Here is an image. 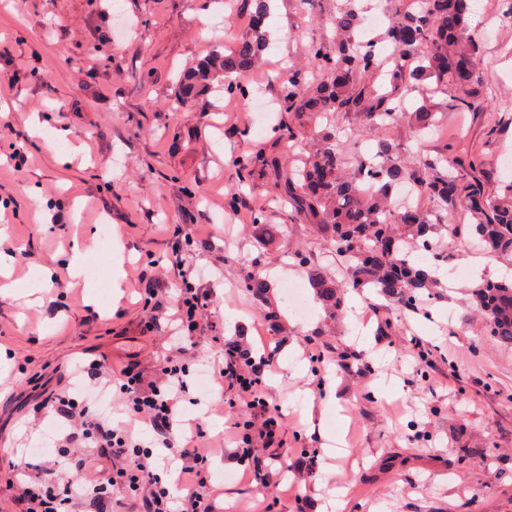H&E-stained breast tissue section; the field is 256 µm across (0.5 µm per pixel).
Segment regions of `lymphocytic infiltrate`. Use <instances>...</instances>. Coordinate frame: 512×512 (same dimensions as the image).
Here are the masks:
<instances>
[{"label":"lymphocytic infiltrate","mask_w":512,"mask_h":512,"mask_svg":"<svg viewBox=\"0 0 512 512\" xmlns=\"http://www.w3.org/2000/svg\"><path fill=\"white\" fill-rule=\"evenodd\" d=\"M220 354L221 382L237 390L248 408L264 415L259 429L234 434L241 462L262 470L265 460L257 454L256 446L273 445L277 435L278 419L270 415L262 394L263 376L273 366L274 357L269 353L253 357L250 350L232 341L225 342ZM85 372L90 392L118 384L123 405L150 425L153 438L147 444L135 440L127 428L113 426L111 416L92 410L89 399L60 396L51 400V408L70 426L57 440L52 462L54 469L66 473L67 478L58 481L35 477L23 484L20 499L26 512H71L72 505L78 502L86 505L87 512H99L105 502L121 512H214L215 489L208 470L210 451L199 447L194 438H182L178 431L177 402L186 388L183 368L164 366L159 381L147 385L142 384L130 364L115 371L94 360ZM93 449L100 455L126 460V467L106 479L87 480L84 473L93 462L89 455ZM157 454L166 464H178L175 488H168L155 473L153 457Z\"/></svg>","instance_id":"f902f5d3"}]
</instances>
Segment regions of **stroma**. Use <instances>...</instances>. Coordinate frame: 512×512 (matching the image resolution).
<instances>
[{
	"label": "stroma",
	"instance_id": "35a3bbf8",
	"mask_svg": "<svg viewBox=\"0 0 512 512\" xmlns=\"http://www.w3.org/2000/svg\"><path fill=\"white\" fill-rule=\"evenodd\" d=\"M342 4L269 0L260 61L245 79L253 95L277 100L279 75L294 69L315 81L308 47L330 42ZM472 8L483 24L469 35L482 50L486 109L449 110L447 95L428 83L420 95L444 116L434 133L406 121L382 133L350 113L339 119V138L372 153L387 137L432 159L458 142L481 152L487 189L512 181V115L495 108L512 98V0H473ZM251 10L250 0H0V116L15 127L0 138V255L13 278L46 266L63 282L28 306L0 277V512H22L21 483L46 475L53 441L68 428L37 413L38 404L75 393L76 364L102 357L116 370L136 362L146 383L167 362L185 366L182 429L221 444L209 462L216 512H320L336 498L341 512H512V347L487 335L470 303L481 277L512 279V257L449 249L450 272L417 313L351 293L336 320L313 298L299 319L285 282L308 284L316 269L342 280L345 266L314 215L281 203L277 176L244 181L236 164L260 149L291 161L277 135L287 113L261 124L250 102L221 91L202 106H169L186 64L216 42L252 37ZM17 146L30 159L23 173L10 166ZM257 214L276 227L275 240L255 234ZM177 236L182 268L171 259ZM75 245L78 275L68 265ZM300 252L313 263L300 264ZM254 272L269 283L260 301L243 286ZM186 278L211 301L183 338L172 317ZM149 280L158 295L147 309ZM90 291L97 306L84 301ZM270 309L279 324L266 318ZM216 336L275 355L264 396L279 416L280 444L260 476L224 438L256 412L224 383L199 379L213 367ZM292 348L298 374L285 364ZM335 433L342 452L331 458Z\"/></svg>",
	"mask_w": 512,
	"mask_h": 512
}]
</instances>
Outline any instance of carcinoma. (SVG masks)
I'll return each instance as SVG.
<instances>
[{"label": "carcinoma", "mask_w": 512, "mask_h": 512, "mask_svg": "<svg viewBox=\"0 0 512 512\" xmlns=\"http://www.w3.org/2000/svg\"><path fill=\"white\" fill-rule=\"evenodd\" d=\"M252 4L251 23L257 32L267 18L268 0ZM471 16V0H422L413 10L408 0H390L386 38L415 68L392 71V90L383 91L371 83L378 69L374 46L357 38L362 18L356 0H345L332 20L336 49L329 51L321 43L309 49L320 80L310 84L294 73L283 85L281 109L297 119L285 127L288 137L297 140L313 133L317 139L315 150L301 158V166L284 174V199L319 218L330 249L349 270L342 282L321 272L311 275L310 288L330 319L342 314L349 289L381 297L393 309H415L424 293L438 286V278L434 269L417 264L408 254L413 247L436 251L432 234L445 224L448 209L458 205L468 211L472 223L457 232L453 245L466 242L468 233L477 236L488 253L512 255V184L501 186L498 193L486 192L480 156L451 146L436 160L412 158L393 140L383 139L373 156L353 158L336 139V121L349 112L381 130L405 118L420 132L431 129L440 118L427 104L412 112L392 105L396 91L409 94L426 79L446 92L448 107L479 108V47L466 37ZM258 63V43L251 38L239 40L228 54L215 48L183 72L172 104L180 108L221 87L244 98L248 90L243 77ZM313 119L326 121L322 131L305 128V121ZM442 162L449 168H467L472 176L467 181L451 177L440 170ZM238 167L246 177L257 169L278 172L283 163L279 155L259 150L242 156ZM405 183L412 184L433 209L410 203L393 206V192ZM243 287L258 298L268 290L256 274L248 276ZM471 296L488 334L512 346V280L487 279Z\"/></svg>", "instance_id": "1"}]
</instances>
